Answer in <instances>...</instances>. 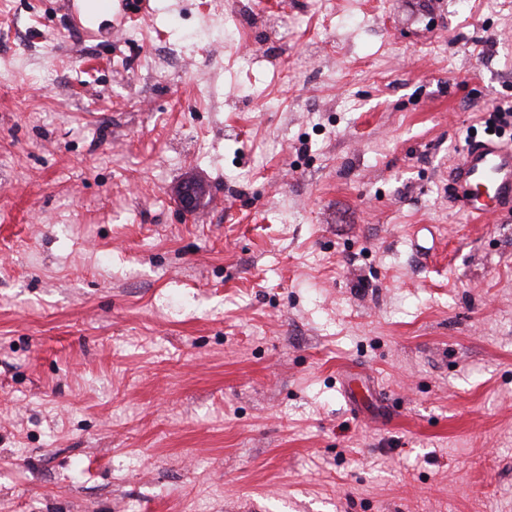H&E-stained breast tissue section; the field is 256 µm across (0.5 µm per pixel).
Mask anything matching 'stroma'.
<instances>
[{
    "mask_svg": "<svg viewBox=\"0 0 512 512\" xmlns=\"http://www.w3.org/2000/svg\"><path fill=\"white\" fill-rule=\"evenodd\" d=\"M213 2L0 0V512H512V0ZM512 126L511 104H501L493 107L489 118L485 121L484 133L501 137L508 127ZM480 189L484 194L478 195ZM454 206L474 219L490 212L512 211V144L492 139L471 140L463 146L451 172Z\"/></svg>",
    "mask_w": 512,
    "mask_h": 512,
    "instance_id": "stroma-1",
    "label": "stroma"
}]
</instances>
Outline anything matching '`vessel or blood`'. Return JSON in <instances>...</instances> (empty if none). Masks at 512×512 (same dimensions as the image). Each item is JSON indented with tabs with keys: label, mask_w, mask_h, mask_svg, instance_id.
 <instances>
[{
	"label": "vessel or blood",
	"mask_w": 512,
	"mask_h": 512,
	"mask_svg": "<svg viewBox=\"0 0 512 512\" xmlns=\"http://www.w3.org/2000/svg\"><path fill=\"white\" fill-rule=\"evenodd\" d=\"M450 196L455 207L480 219L512 211V144L473 140L462 149L451 172Z\"/></svg>",
	"instance_id": "vessel-or-blood-1"
}]
</instances>
